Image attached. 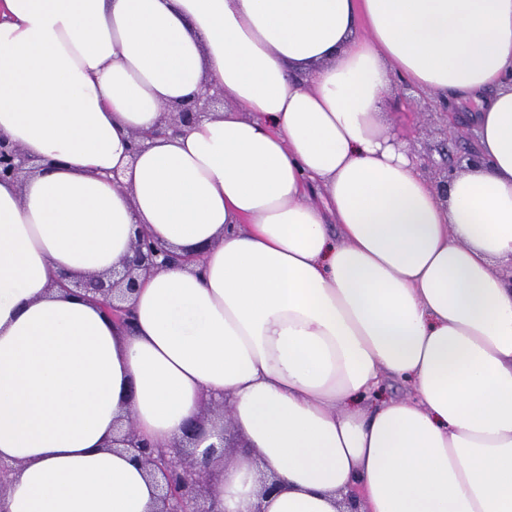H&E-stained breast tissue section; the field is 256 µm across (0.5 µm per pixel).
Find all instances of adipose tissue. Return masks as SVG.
<instances>
[{
	"label": "adipose tissue",
	"instance_id": "obj_1",
	"mask_svg": "<svg viewBox=\"0 0 512 512\" xmlns=\"http://www.w3.org/2000/svg\"><path fill=\"white\" fill-rule=\"evenodd\" d=\"M400 80L479 103L447 196ZM207 85L223 112L130 156ZM0 134L51 162L0 183V512H152L114 422L168 452L208 396L247 443L223 512H512V0H0ZM141 228L204 254L131 328L55 287Z\"/></svg>",
	"mask_w": 512,
	"mask_h": 512
}]
</instances>
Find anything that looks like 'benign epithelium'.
<instances>
[{
	"label": "benign epithelium",
	"instance_id": "benign-epithelium-1",
	"mask_svg": "<svg viewBox=\"0 0 512 512\" xmlns=\"http://www.w3.org/2000/svg\"><path fill=\"white\" fill-rule=\"evenodd\" d=\"M224 107V94L205 87L204 91L175 108L162 107V130L179 133L185 128L211 116ZM41 159L27 153L8 137L0 135V182L20 183L42 170ZM199 252L178 255L156 241L148 232L137 231L130 252L121 267L104 274H92L73 283L61 277L55 284L69 290L75 288L103 306L112 321L124 326L131 324L130 310L123 303L135 292L139 277L148 275L177 262H197ZM221 421L216 436L218 443L198 452V443L206 434L204 416ZM232 421L227 401L208 399L201 415L189 420L179 440V454L169 457L152 450L137 435L132 416H127L112 434L106 447L123 448L134 453V458L146 470L157 489L154 512H217L210 492V470L224 461L227 451L235 447Z\"/></svg>",
	"mask_w": 512,
	"mask_h": 512
}]
</instances>
